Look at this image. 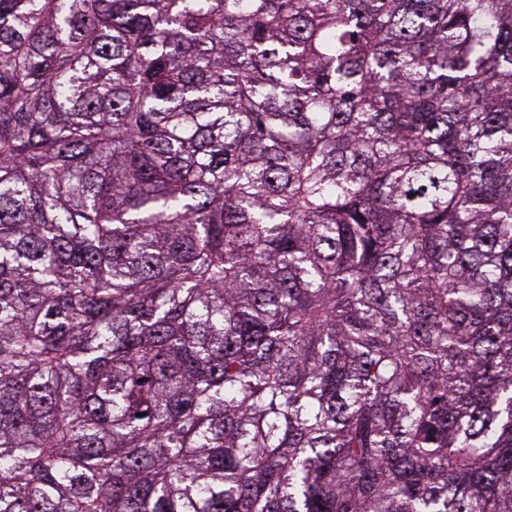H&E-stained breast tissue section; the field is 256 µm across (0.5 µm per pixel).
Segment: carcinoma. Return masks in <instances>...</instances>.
<instances>
[{"label": "carcinoma", "mask_w": 512, "mask_h": 512, "mask_svg": "<svg viewBox=\"0 0 512 512\" xmlns=\"http://www.w3.org/2000/svg\"><path fill=\"white\" fill-rule=\"evenodd\" d=\"M0 512H512V0H0Z\"/></svg>", "instance_id": "carcinoma-1"}]
</instances>
